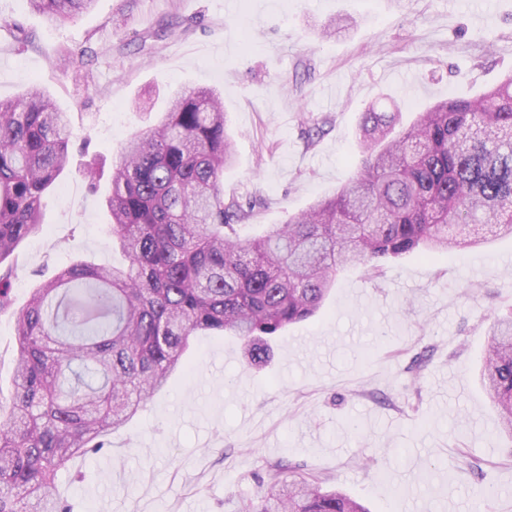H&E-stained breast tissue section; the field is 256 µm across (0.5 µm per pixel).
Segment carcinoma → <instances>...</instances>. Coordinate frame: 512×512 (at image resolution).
Here are the masks:
<instances>
[{
	"instance_id": "obj_1",
	"label": "carcinoma",
	"mask_w": 512,
	"mask_h": 512,
	"mask_svg": "<svg viewBox=\"0 0 512 512\" xmlns=\"http://www.w3.org/2000/svg\"><path fill=\"white\" fill-rule=\"evenodd\" d=\"M68 20L96 0H29ZM400 109L369 106L361 160L335 194L242 239L257 205L224 202L233 160L221 94L175 93L165 112L112 158L101 198L121 266L77 259L13 309L20 245L44 231L42 198L70 159V119L43 89L0 99V313L15 316L17 356L0 413V512H68L59 474L104 447L173 374L191 338L229 332L248 364L269 341L315 316L345 267L376 271L417 250L480 243L471 227L512 234V75L474 97L450 96L395 131ZM99 154L85 165L96 191ZM481 383L512 437V315L496 318ZM243 512H369L338 489L270 470L258 504Z\"/></svg>"
}]
</instances>
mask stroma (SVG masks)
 <instances>
[{"instance_id": "35a3bbf8", "label": "stroma", "mask_w": 512, "mask_h": 512, "mask_svg": "<svg viewBox=\"0 0 512 512\" xmlns=\"http://www.w3.org/2000/svg\"><path fill=\"white\" fill-rule=\"evenodd\" d=\"M339 15L353 27L322 35ZM509 73L512 0H97L66 22L0 0V99L43 86L73 127L46 231L22 245L15 303L71 260L121 262L83 169L141 125L139 99L221 91L236 149L224 197L261 200L245 237L336 191L380 97L408 123ZM480 234L376 276L346 269L263 366L244 363L235 336L197 337L190 373L72 461L60 495L73 512H239L282 463L370 512H512V440L476 379L490 319L512 312V236Z\"/></svg>"}]
</instances>
